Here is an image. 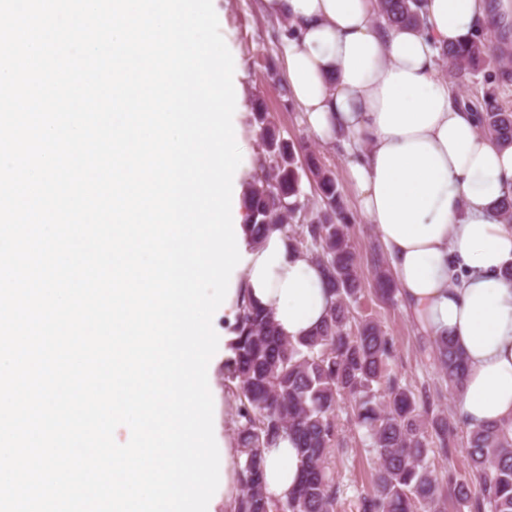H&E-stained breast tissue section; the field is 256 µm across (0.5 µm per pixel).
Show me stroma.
<instances>
[{"instance_id": "stroma-1", "label": "stroma", "mask_w": 512, "mask_h": 512, "mask_svg": "<svg viewBox=\"0 0 512 512\" xmlns=\"http://www.w3.org/2000/svg\"><path fill=\"white\" fill-rule=\"evenodd\" d=\"M213 6L226 44L242 62L238 81L245 102L239 124L241 139L251 157H258L263 151L252 115V102L260 98L281 138L305 143L336 177H343L345 162L340 150L311 136L298 106L282 95L277 80L271 77L272 71L281 70L284 62L281 24L264 18L257 0H213ZM342 192L350 216V243L359 258L362 276L368 281L372 278L371 254L380 249L381 243L360 212L352 189L346 186ZM352 315L357 320L370 317L379 321L392 339L390 376L408 384L415 394L429 396L435 408L452 411L454 394L434 359L429 338L416 327L403 303L382 301L369 289L354 306ZM336 423L338 435L329 459L339 488L336 512H358L361 496L371 489L377 458L369 438L355 427L348 400L339 401Z\"/></svg>"}]
</instances>
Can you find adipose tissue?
Here are the masks:
<instances>
[{"label":"adipose tissue","instance_id":"obj_1","mask_svg":"<svg viewBox=\"0 0 512 512\" xmlns=\"http://www.w3.org/2000/svg\"><path fill=\"white\" fill-rule=\"evenodd\" d=\"M287 21L283 80L321 143L340 145L361 212L386 251L399 296L431 336L450 338L467 372L455 411L468 427L512 425V147L483 136L438 75L437 43L487 24L512 27V0H423L427 30L380 23L374 0H259ZM235 292L271 311L288 338L307 335L333 298L311 255L284 230L248 247ZM265 491L284 498L300 461L291 439L263 449Z\"/></svg>","mask_w":512,"mask_h":512}]
</instances>
